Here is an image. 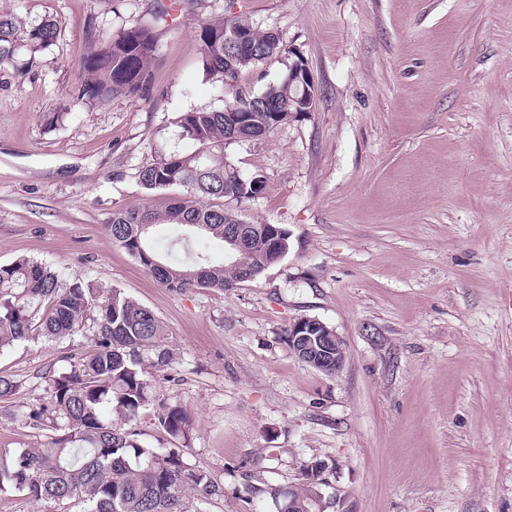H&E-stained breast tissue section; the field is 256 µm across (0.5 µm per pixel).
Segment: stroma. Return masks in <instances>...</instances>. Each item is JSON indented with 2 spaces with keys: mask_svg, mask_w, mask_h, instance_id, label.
Wrapping results in <instances>:
<instances>
[{
  "mask_svg": "<svg viewBox=\"0 0 512 512\" xmlns=\"http://www.w3.org/2000/svg\"><path fill=\"white\" fill-rule=\"evenodd\" d=\"M306 59L315 111L227 145L266 187L238 205L290 234L286 257L230 290L163 288L109 235L146 201L142 167L195 144L181 113L220 109L198 31L229 13ZM59 29L24 73L0 67V265L25 257L115 288L164 324L179 358L158 398L193 422L186 460L224 488L207 512H275L266 485L325 461L343 512H512V0H0ZM155 24L149 96L79 97L91 34ZM316 318L343 369L299 361L286 331ZM81 336L0 351V452L47 446L22 424Z\"/></svg>",
  "mask_w": 512,
  "mask_h": 512,
  "instance_id": "1",
  "label": "stroma"
}]
</instances>
